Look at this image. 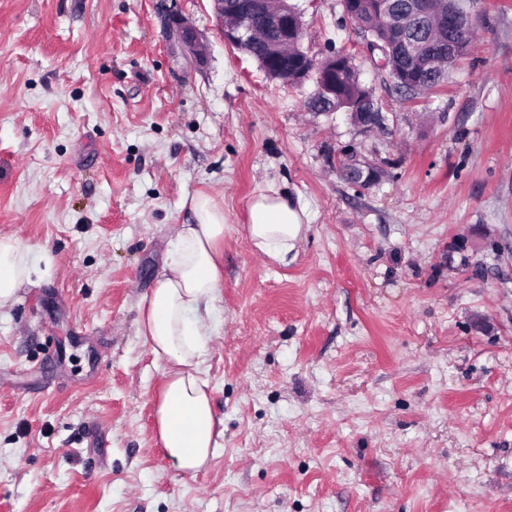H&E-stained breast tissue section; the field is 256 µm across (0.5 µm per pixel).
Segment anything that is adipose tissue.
Here are the masks:
<instances>
[{"label":"adipose tissue","mask_w":512,"mask_h":512,"mask_svg":"<svg viewBox=\"0 0 512 512\" xmlns=\"http://www.w3.org/2000/svg\"><path fill=\"white\" fill-rule=\"evenodd\" d=\"M190 209L193 221L178 228L163 272L140 309L139 334L164 364L157 439L178 468L196 472L210 464L221 436L202 367L205 341L213 332L210 311L222 283L224 205L199 192ZM248 212L252 247L285 262L309 221L305 208L271 186L252 199ZM30 273L27 250L15 238L0 237V309L14 303Z\"/></svg>","instance_id":"adipose-tissue-1"}]
</instances>
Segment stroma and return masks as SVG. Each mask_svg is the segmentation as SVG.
<instances>
[{"instance_id":"obj_1","label":"stroma","mask_w":512,"mask_h":512,"mask_svg":"<svg viewBox=\"0 0 512 512\" xmlns=\"http://www.w3.org/2000/svg\"><path fill=\"white\" fill-rule=\"evenodd\" d=\"M0 0V236L32 258L0 310V512H512V0H474L445 86L397 92L342 0L301 46L353 57L386 118L307 106L224 44L210 0ZM352 148L382 168L361 189ZM309 214L287 262L248 204ZM224 202L207 380L223 435L179 469L139 305L189 199ZM169 24L183 50L192 55L196 60L201 61L204 57L202 47L204 43L194 25L189 23L181 13L170 16ZM337 163L342 175L346 179H352L358 182L364 172L367 173L365 181L370 178L378 177L380 170L375 163H371L365 159H361L355 150H345L340 153ZM247 236L252 247L269 259L284 263L296 247L309 217L286 192L270 186L261 190L248 207Z\"/></svg>"}]
</instances>
